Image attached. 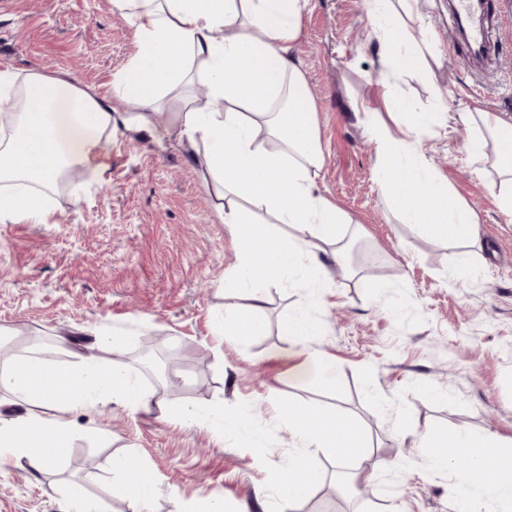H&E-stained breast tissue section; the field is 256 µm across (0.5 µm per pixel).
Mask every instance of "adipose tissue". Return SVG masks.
<instances>
[{
  "instance_id": "obj_1",
  "label": "adipose tissue",
  "mask_w": 512,
  "mask_h": 512,
  "mask_svg": "<svg viewBox=\"0 0 512 512\" xmlns=\"http://www.w3.org/2000/svg\"><path fill=\"white\" fill-rule=\"evenodd\" d=\"M129 19L138 47L113 80V94L129 105L116 118L106 98L37 72L0 69V111L18 132L0 137V222L42 218L63 167L104 172L102 135L115 120L136 136L162 142L155 114L170 102L191 156L210 178L216 211L240 243L232 280L247 290L249 305L224 318V333L245 337L262 327L259 304L267 276L278 274L314 290L328 287L325 265L313 241L333 243L348 216L316 187L324 154L304 72L295 53L307 0H111ZM204 79L208 97L187 90ZM390 114H410L409 135L369 128L381 183L404 223L440 238L473 239L469 209L450 203L448 186L418 158L413 137L440 124V112H411L384 92ZM467 128L483 125L494 138L496 161L512 177V120L492 112H463ZM260 209L275 223L298 227L285 242L266 235L253 217ZM0 391L16 413L0 416V468L19 461L53 469L68 444L67 416L111 400L134 411L151 400L123 364L87 354L76 363H54L33 348L0 366ZM288 431L306 447L362 464L367 458L360 426L337 422L320 407L288 413ZM430 470L450 471L460 458L469 468L455 474L458 512H482L487 503L512 506V447L494 437L460 429L425 432ZM111 469L132 512H149L155 494L151 474L116 456Z\"/></svg>"
}]
</instances>
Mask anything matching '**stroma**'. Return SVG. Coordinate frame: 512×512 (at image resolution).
Segmentation results:
<instances>
[{
	"label": "stroma",
	"mask_w": 512,
	"mask_h": 512,
	"mask_svg": "<svg viewBox=\"0 0 512 512\" xmlns=\"http://www.w3.org/2000/svg\"><path fill=\"white\" fill-rule=\"evenodd\" d=\"M451 0H411L401 30L426 40L419 69L395 71L388 36L370 0H309L297 56L315 103L324 153L318 185L350 219L342 244L371 265L339 266L323 246L330 288L272 276L264 285L260 332L222 335L217 318L248 305L227 284L239 260L229 225L214 209L201 167L177 143L171 107L157 115L167 147L123 125L112 129L108 170H82L79 192L56 191L42 220L0 222V362L21 355L29 337L53 359L74 361L102 329L127 336L120 354L103 353L140 374L155 404L176 401L225 416L253 407L257 428L178 422L110 401L68 416L73 434L56 467L27 462L0 469V512H66L76 490L108 512H130L111 494L110 460L126 455L156 484L152 512H327L336 462L310 456L322 474L294 503L278 480L299 451L281 407L318 403L352 418L374 448L366 491L342 512H456L452 480L428 468L426 429L458 428L512 438V221L499 207L503 179L494 149L476 160L463 128L420 137L416 151L477 218L478 246L436 239L402 223L383 191L369 128L390 123L381 97L390 87L413 111L512 115V0H498L488 56L469 63ZM135 45L111 0H0V65L37 70L110 95ZM309 309L315 335L288 357L283 324ZM409 417L416 430L398 428Z\"/></svg>",
	"instance_id": "obj_1"
}]
</instances>
